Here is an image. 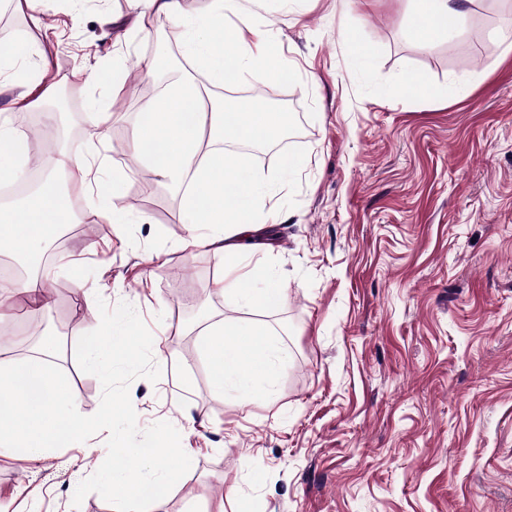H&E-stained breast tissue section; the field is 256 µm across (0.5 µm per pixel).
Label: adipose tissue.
<instances>
[{
  "label": "adipose tissue",
  "mask_w": 512,
  "mask_h": 512,
  "mask_svg": "<svg viewBox=\"0 0 512 512\" xmlns=\"http://www.w3.org/2000/svg\"><path fill=\"white\" fill-rule=\"evenodd\" d=\"M472 3L412 0V13L421 20L413 29L417 43L427 48L460 32ZM130 9L132 28L143 33L159 20L173 23L193 70L143 104L148 118L132 127L129 148L156 177L175 188L187 241L218 257L225 298L250 310L271 309L283 300L284 291L264 271L250 268L248 258L254 234L271 217L267 203L282 184L259 180L239 153L225 149L224 141L245 144L259 133L275 139L284 115L252 99L225 104L217 91L248 83L259 74L277 79L292 63L275 52L267 24L248 17L242 0H209L196 14L185 12L182 0H130ZM32 49L24 42L0 44V84L16 87L11 105L19 110L34 106L42 89L22 69ZM25 141V133L0 116V181L24 177ZM131 177V172L116 170L108 181L98 182L96 193L88 198L92 213L110 224L126 223L117 201ZM77 221L60 196L56 175H48L39 190L15 204L0 205V254L36 252L55 225ZM198 344L215 397L238 392L255 402L274 398V379L287 351L267 328L225 318L204 327ZM170 454L164 439L145 461L130 448L125 466L101 473L112 512H152L143 491L150 485L168 486L173 474L167 463Z\"/></svg>",
  "instance_id": "ef3b65f1"
}]
</instances>
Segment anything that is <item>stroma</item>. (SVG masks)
<instances>
[{
	"label": "stroma",
	"mask_w": 512,
	"mask_h": 512,
	"mask_svg": "<svg viewBox=\"0 0 512 512\" xmlns=\"http://www.w3.org/2000/svg\"><path fill=\"white\" fill-rule=\"evenodd\" d=\"M270 23L275 46L296 64L280 94L298 139L252 158L265 180L283 156L305 160L282 190L288 218L265 227L269 269L284 290L279 307L255 313L225 299L222 268L204 247L183 245L178 199L150 180L146 207L119 204L129 223L106 234L46 245L51 264L0 255L12 276L46 275V311L17 297L0 327L5 350L26 358L55 333L59 368L81 412L100 405L99 379L76 360L78 338L100 323L98 300L132 304L154 347L171 363L157 381L135 379L139 429L170 422L190 470L154 512H512V54L501 27L512 0H476L455 39L420 48L409 36V0H247ZM47 30L18 0H0V42L37 43L54 90L75 91L55 153L93 133L89 101L107 112L109 167L122 168L142 104L112 87V64L163 59L146 77L159 88L189 71L168 21L115 36L126 0H49ZM366 55L359 70L352 53ZM456 84L457 96L416 99L407 75ZM151 223H137L141 213ZM247 319L288 349L270 402L209 386L197 332L205 320ZM107 433L97 467L83 448L31 459L0 456V504L9 512H111L99 471L112 463Z\"/></svg>",
	"instance_id": "stroma-1"
}]
</instances>
